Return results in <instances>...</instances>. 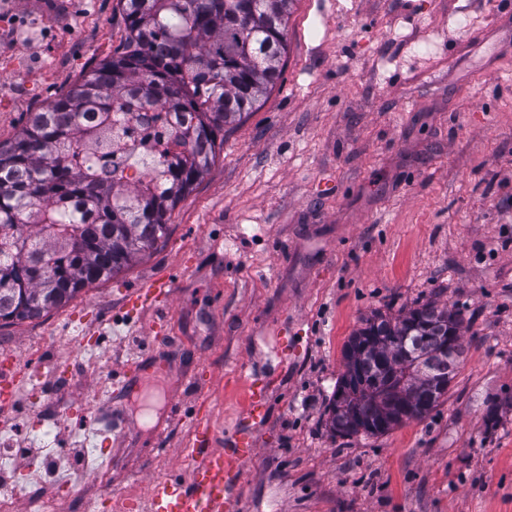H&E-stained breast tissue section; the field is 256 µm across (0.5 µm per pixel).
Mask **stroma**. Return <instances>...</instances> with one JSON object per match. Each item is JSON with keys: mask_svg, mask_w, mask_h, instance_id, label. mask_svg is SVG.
<instances>
[{"mask_svg": "<svg viewBox=\"0 0 512 512\" xmlns=\"http://www.w3.org/2000/svg\"><path fill=\"white\" fill-rule=\"evenodd\" d=\"M117 0H0V141L127 30ZM469 28L456 24L459 15ZM168 271L165 328L129 289ZM434 301L469 344L446 400L384 434L336 435L343 351L365 318ZM21 396L0 448L98 449L84 512L187 481L270 374L237 512H512V0H294L281 77L224 128L164 242L65 307L0 326ZM163 363L127 390L112 378Z\"/></svg>", "mask_w": 512, "mask_h": 512, "instance_id": "1", "label": "stroma"}]
</instances>
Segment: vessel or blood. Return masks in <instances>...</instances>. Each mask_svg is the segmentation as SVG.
<instances>
[{
  "instance_id": "obj_1",
  "label": "vessel or blood",
  "mask_w": 512,
  "mask_h": 512,
  "mask_svg": "<svg viewBox=\"0 0 512 512\" xmlns=\"http://www.w3.org/2000/svg\"><path fill=\"white\" fill-rule=\"evenodd\" d=\"M175 282L171 274L161 272L135 289L129 300L136 309L152 308L163 311ZM268 407L266 378L248 384L244 411L249 420L260 422ZM194 440L182 448L184 458L196 461L191 484L183 486L156 481L149 493V512H233V480L241 465L252 455L255 447L252 430H232L221 450L211 447L212 428L203 419H196Z\"/></svg>"
}]
</instances>
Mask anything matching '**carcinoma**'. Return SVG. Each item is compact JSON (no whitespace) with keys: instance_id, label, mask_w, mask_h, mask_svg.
Segmentation results:
<instances>
[{"instance_id":"obj_1","label":"carcinoma","mask_w":512,"mask_h":512,"mask_svg":"<svg viewBox=\"0 0 512 512\" xmlns=\"http://www.w3.org/2000/svg\"><path fill=\"white\" fill-rule=\"evenodd\" d=\"M293 0H118L128 35L20 133L0 143V321L32 320L128 267L165 238L170 212L216 156L224 126L281 74ZM178 116L164 152L124 142L136 112ZM139 168L125 180L124 163ZM448 306L374 314L350 337L333 432L384 434L406 408L429 413L468 347ZM449 343L448 354H413Z\"/></svg>"}]
</instances>
